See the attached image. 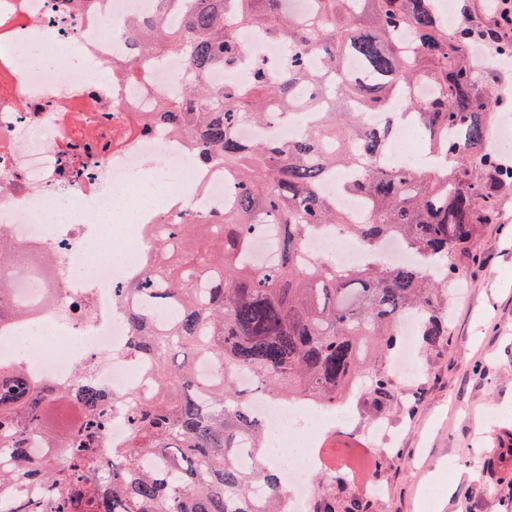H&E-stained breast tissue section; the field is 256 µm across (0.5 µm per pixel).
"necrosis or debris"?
Returning <instances> with one entry per match:
<instances>
[{
  "instance_id": "necrosis-or-debris-1",
  "label": "necrosis or debris",
  "mask_w": 512,
  "mask_h": 512,
  "mask_svg": "<svg viewBox=\"0 0 512 512\" xmlns=\"http://www.w3.org/2000/svg\"><path fill=\"white\" fill-rule=\"evenodd\" d=\"M156 15V0H96L72 12L62 0H0V232L21 258H42L27 276L0 272V287L23 313L0 321V369L21 368L31 379L67 390L84 380L107 398L108 421L99 440V476H112L111 449L130 438L125 406L132 391L144 390L147 372L128 350L132 331L119 287L136 280L154 254L160 222L187 213L214 217L234 201V182L220 164L194 176V191L170 210L143 213L122 225L114 243L103 239L90 212L111 207L114 192L131 188L148 165L182 169L191 144L172 131L151 127L129 132L134 115L156 111L181 94L187 70L179 55L149 69L138 83L112 82L99 74L101 62L119 65L133 53L126 35L130 20ZM309 121L277 118L237 128L245 142L303 136ZM76 214L60 218V203ZM131 254L112 258L113 246ZM306 257H324L337 267L377 257L412 263L399 238H387L376 255L326 225L308 233ZM249 409L265 430L266 462L277 464L286 512H308V477L328 467L347 470L343 453L326 446L327 430L351 434L355 460L371 463L394 452L399 433L387 420L355 428L344 411L306 401L282 403L267 396L250 399Z\"/></svg>"
}]
</instances>
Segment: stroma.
<instances>
[{
    "label": "stroma",
    "mask_w": 512,
    "mask_h": 512,
    "mask_svg": "<svg viewBox=\"0 0 512 512\" xmlns=\"http://www.w3.org/2000/svg\"><path fill=\"white\" fill-rule=\"evenodd\" d=\"M461 295L448 299V342L415 346L421 376L394 379L383 410L359 394L352 414L366 426L383 417L399 431L401 459L383 457L364 485L382 481L374 512H417L420 490L436 486L431 512H504L494 477L512 447V194L475 247Z\"/></svg>",
    "instance_id": "obj_1"
}]
</instances>
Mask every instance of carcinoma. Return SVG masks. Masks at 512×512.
<instances>
[{
  "mask_svg": "<svg viewBox=\"0 0 512 512\" xmlns=\"http://www.w3.org/2000/svg\"><path fill=\"white\" fill-rule=\"evenodd\" d=\"M157 2L154 20L128 30L138 52L112 72L134 82L155 59L183 56L193 78L149 123L189 138L196 166L224 164L237 196L221 218L192 215L167 225L153 263L126 286L152 302L127 308V317L132 351L152 360L157 392L132 396V435L126 447L112 449V485L96 476L105 395L64 392L20 369L0 370V464L24 454L35 430L57 448L49 460H27L23 472L49 497L20 499L16 512H281L277 470L236 463L243 449L262 457L265 442L235 387L237 372L284 400L335 407L365 382L376 399H391L382 361L398 348L397 324L421 312L422 342L448 340L442 295L466 275L474 243L498 216L500 193L512 192V164L484 151L496 113L469 54L475 37L448 31L438 0H314L299 18L282 11V0H191L180 26L165 15L182 0ZM241 26L283 48L279 73L247 61L234 31ZM349 57L360 60L353 72L344 65ZM245 67L243 83L214 88L207 81L212 70ZM419 81L433 88L425 101L408 96ZM398 98L402 107L389 111ZM274 107L316 116L315 128L293 142L239 140L240 122L264 123ZM369 111L391 115L369 129L361 121ZM401 124L411 126L433 168L411 171L386 160L388 132ZM345 171L353 173L345 191L367 211L361 224L320 190L324 179ZM257 224L281 226L275 267L245 259ZM316 224L336 226L371 253L399 237L421 263L373 261L339 271L324 258L305 261L302 240ZM6 264L26 271L0 235V267ZM201 356L222 366L219 382L195 376ZM57 402L76 412L60 433L44 421ZM145 454L161 459L167 478L141 469ZM257 480L272 496L252 499ZM310 512L373 510L360 497L341 505L325 494Z\"/></svg>",
  "mask_w": 512,
  "mask_h": 512,
  "instance_id": "carcinoma-1",
  "label": "carcinoma"
}]
</instances>
